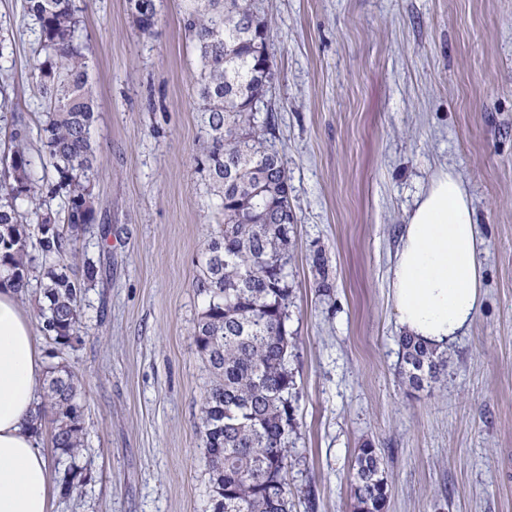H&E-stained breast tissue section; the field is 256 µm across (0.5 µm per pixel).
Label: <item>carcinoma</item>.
<instances>
[{
	"mask_svg": "<svg viewBox=\"0 0 512 512\" xmlns=\"http://www.w3.org/2000/svg\"><path fill=\"white\" fill-rule=\"evenodd\" d=\"M137 27L155 26L156 0H141ZM38 25L44 111L41 141L53 179L65 198L58 224L42 212V191L31 179L23 140L0 158V283L23 294L39 274V324L58 352L76 344L84 292L100 267L78 259L72 245L90 233L95 212L89 189L99 162L91 139L95 100L82 39L83 8L74 0H26ZM252 0H190L183 24L199 53L196 78L204 129L197 165L207 172L224 223L203 252L194 288L205 299L194 334L210 382L202 397L197 433L205 448L212 512H289L288 436L295 419L288 370L293 339L288 327V241L295 217L284 163L270 145L275 120L258 117L249 99L264 86L254 57ZM36 217L27 222L21 206ZM81 261V278L67 261ZM402 378L413 389L432 385L447 371L439 352L411 337L398 338ZM51 416L61 494L70 497L91 481L77 464L84 447L85 405L74 376L50 380L36 420ZM353 512H387L388 475L379 449H358L352 472Z\"/></svg>",
	"mask_w": 512,
	"mask_h": 512,
	"instance_id": "carcinoma-1",
	"label": "carcinoma"
}]
</instances>
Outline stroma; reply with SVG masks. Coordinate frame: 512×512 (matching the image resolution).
Instances as JSON below:
<instances>
[{
    "label": "stroma",
    "mask_w": 512,
    "mask_h": 512,
    "mask_svg": "<svg viewBox=\"0 0 512 512\" xmlns=\"http://www.w3.org/2000/svg\"><path fill=\"white\" fill-rule=\"evenodd\" d=\"M270 17L271 82L295 224L288 367L292 512H353L352 467L379 448L387 512H512V0H255ZM185 0H160L141 33L128 0H91L83 37L101 163L90 192L109 255L82 301L81 339L48 368L80 381L92 480L53 512H211L196 432L209 372L193 336L194 287L217 229L202 136L197 51ZM0 79L14 102L0 149L27 136L32 178L50 176L38 136V27L0 0ZM470 195L484 246L476 318L414 390L390 288L402 226L440 171ZM321 253L323 269L312 264ZM328 287H320V280Z\"/></svg>",
    "instance_id": "obj_1"
}]
</instances>
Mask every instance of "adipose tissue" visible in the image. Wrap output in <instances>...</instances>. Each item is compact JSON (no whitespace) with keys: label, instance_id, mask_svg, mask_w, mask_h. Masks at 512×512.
<instances>
[{"label":"adipose tissue","instance_id":"ef3b65f1","mask_svg":"<svg viewBox=\"0 0 512 512\" xmlns=\"http://www.w3.org/2000/svg\"><path fill=\"white\" fill-rule=\"evenodd\" d=\"M481 240L461 181L436 175L402 228L393 265L398 323L423 347L444 351L473 323L480 302ZM46 358L33 317L0 286V512H50L57 493L30 423Z\"/></svg>","mask_w":512,"mask_h":512}]
</instances>
